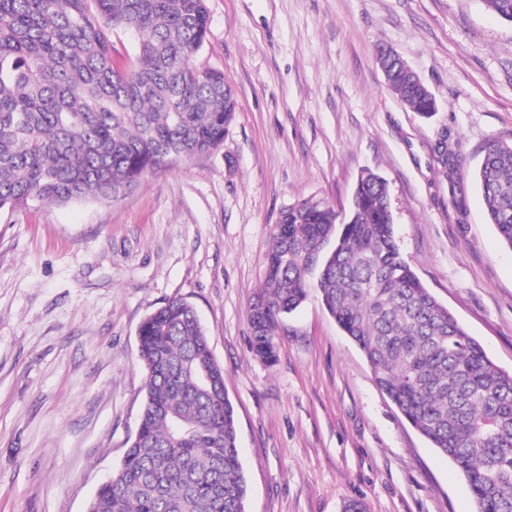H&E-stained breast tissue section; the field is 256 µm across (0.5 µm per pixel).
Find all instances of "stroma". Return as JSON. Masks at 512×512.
<instances>
[{"mask_svg":"<svg viewBox=\"0 0 512 512\" xmlns=\"http://www.w3.org/2000/svg\"><path fill=\"white\" fill-rule=\"evenodd\" d=\"M200 63L235 118L217 152L118 200L0 211V512H87L137 429V329L183 298L205 325L238 414L247 512H475L455 465L378 388L317 292L286 317L268 364L249 307L281 212L348 210L381 175L401 255L512 371V250L475 172L512 142V24L482 0H206ZM394 49L438 103L423 119L377 61ZM466 162L446 178L436 147Z\"/></svg>","mask_w":512,"mask_h":512,"instance_id":"35a3bbf8","label":"stroma"}]
</instances>
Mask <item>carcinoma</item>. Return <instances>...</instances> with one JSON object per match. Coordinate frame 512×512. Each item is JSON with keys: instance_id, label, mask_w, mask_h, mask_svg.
<instances>
[{"instance_id": "1", "label": "carcinoma", "mask_w": 512, "mask_h": 512, "mask_svg": "<svg viewBox=\"0 0 512 512\" xmlns=\"http://www.w3.org/2000/svg\"><path fill=\"white\" fill-rule=\"evenodd\" d=\"M484 2L512 23V0ZM208 23L205 0H0V210L114 200L217 151L236 102L224 72L197 64ZM119 29L136 33L134 56L116 55ZM391 88L436 113L403 76ZM478 186L512 249V143H486ZM312 288L380 390L457 466L477 512H512V372L403 260L380 176L359 178L344 213L318 199L282 212L249 309L256 357L275 361L282 318ZM138 336V434L89 512H246L236 411L194 307L168 301Z\"/></svg>"}]
</instances>
